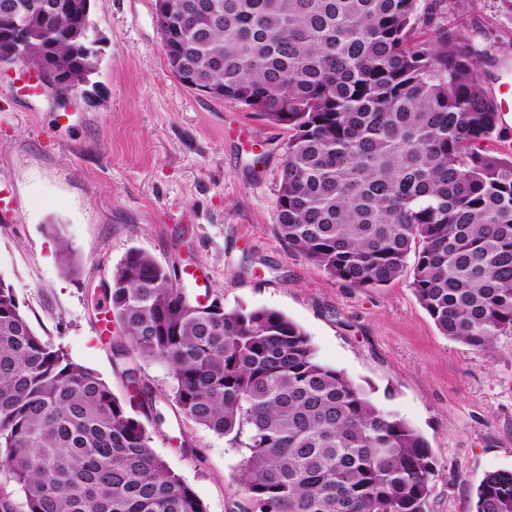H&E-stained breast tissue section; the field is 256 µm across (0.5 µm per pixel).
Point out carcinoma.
Wrapping results in <instances>:
<instances>
[{"instance_id":"1","label":"carcinoma","mask_w":512,"mask_h":512,"mask_svg":"<svg viewBox=\"0 0 512 512\" xmlns=\"http://www.w3.org/2000/svg\"><path fill=\"white\" fill-rule=\"evenodd\" d=\"M0 0V60L23 54L79 92L98 68L85 0H36L27 35ZM430 0H168L171 72L288 129L277 195L288 247L351 288L411 272L439 332L477 352L512 332V155L483 60ZM435 36H415L416 24ZM106 302L135 354L165 363L181 415L245 450L234 512H430L425 437L321 362L274 309L190 301L130 250ZM117 397L39 336L0 278V466L23 492L0 512H206L151 448L137 368ZM471 512H512V471L484 474Z\"/></svg>"}]
</instances>
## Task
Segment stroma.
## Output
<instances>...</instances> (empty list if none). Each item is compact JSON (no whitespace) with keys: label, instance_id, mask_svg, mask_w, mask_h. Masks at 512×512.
Returning a JSON list of instances; mask_svg holds the SVG:
<instances>
[{"label":"stroma","instance_id":"obj_1","mask_svg":"<svg viewBox=\"0 0 512 512\" xmlns=\"http://www.w3.org/2000/svg\"><path fill=\"white\" fill-rule=\"evenodd\" d=\"M444 24L488 60L486 90L512 69V15L500 0H444ZM100 63L69 111L25 96L27 67L0 68V278L39 336L124 396L103 288L129 250L198 273L189 295L266 307L299 324L319 358L371 391L428 441L431 512H469L486 472L512 471V333L487 351L441 335L403 275L351 288L289 249L277 194L287 129L185 88L171 73L154 0H92ZM78 270L67 273L62 246ZM164 422L154 452L206 512L241 495L243 454L186 420L173 378L139 361ZM191 450H184L182 440Z\"/></svg>","mask_w":512,"mask_h":512}]
</instances>
